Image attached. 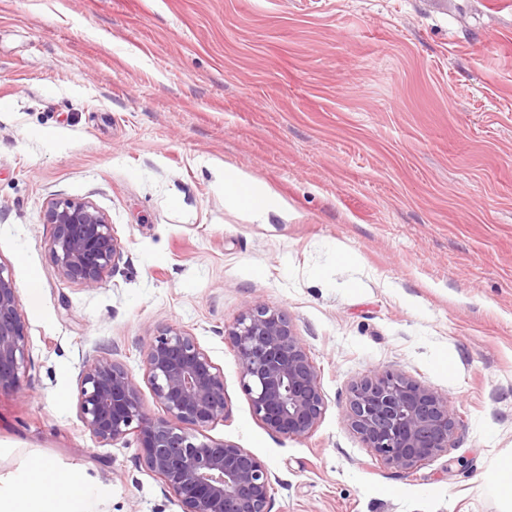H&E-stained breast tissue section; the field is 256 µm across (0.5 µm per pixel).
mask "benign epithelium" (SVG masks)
I'll return each instance as SVG.
<instances>
[{"label": "benign epithelium", "instance_id": "benign-epithelium-1", "mask_svg": "<svg viewBox=\"0 0 512 512\" xmlns=\"http://www.w3.org/2000/svg\"><path fill=\"white\" fill-rule=\"evenodd\" d=\"M51 253L61 277L88 288L102 284L123 254L106 216L89 201L50 203ZM20 299L0 267V392L18 386L28 357L18 314ZM227 336L255 417L270 430L305 438L320 422L325 401L318 375L290 319L279 308L249 304ZM145 376L166 416L146 417L135 376L94 356L83 364L78 409L104 443L138 433L146 468L159 475L182 512H269L272 479L266 464L232 442L202 439L226 416L224 376L191 333L166 327L153 338ZM344 418L383 465L407 471L448 448L457 414L430 389L376 369L351 387Z\"/></svg>", "mask_w": 512, "mask_h": 512}]
</instances>
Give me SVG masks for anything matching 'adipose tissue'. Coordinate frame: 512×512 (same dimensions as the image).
<instances>
[{"label": "adipose tissue", "instance_id": "1", "mask_svg": "<svg viewBox=\"0 0 512 512\" xmlns=\"http://www.w3.org/2000/svg\"><path fill=\"white\" fill-rule=\"evenodd\" d=\"M224 200L260 222L283 209L255 179L231 171L224 174ZM0 512H95L94 494L84 472L35 460L13 478L0 479Z\"/></svg>", "mask_w": 512, "mask_h": 512}]
</instances>
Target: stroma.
<instances>
[{
	"mask_svg": "<svg viewBox=\"0 0 512 512\" xmlns=\"http://www.w3.org/2000/svg\"><path fill=\"white\" fill-rule=\"evenodd\" d=\"M2 100L0 268L29 360L0 393V477L42 459L85 470L101 512H181L135 435L99 442L77 408L102 355L163 417L143 361L173 326L223 374L205 434L266 464L270 512H503L512 0H0ZM227 169L287 213L225 204ZM60 199L93 202L124 245L98 288L54 263ZM251 303L286 312L316 368L308 437L253 414L224 334ZM376 368L448 400V450L409 471L375 459L343 411ZM489 483L495 495L512 510V457L504 459L497 473L493 474Z\"/></svg>",
	"mask_w": 512,
	"mask_h": 512,
	"instance_id": "obj_1",
	"label": "stroma"
}]
</instances>
